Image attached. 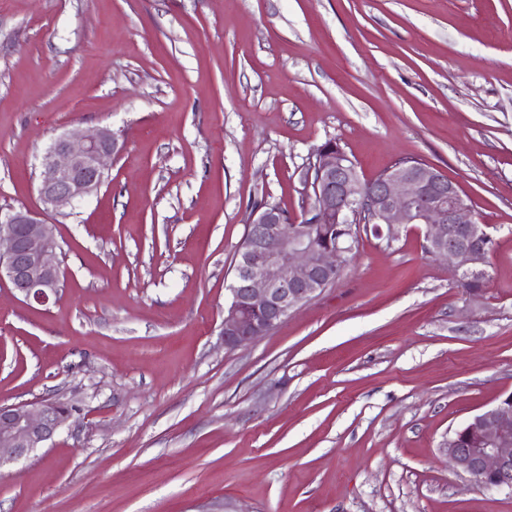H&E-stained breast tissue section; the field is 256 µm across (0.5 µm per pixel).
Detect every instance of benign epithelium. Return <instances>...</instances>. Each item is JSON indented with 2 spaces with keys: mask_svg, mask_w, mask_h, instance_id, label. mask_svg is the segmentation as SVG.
<instances>
[{
  "mask_svg": "<svg viewBox=\"0 0 512 512\" xmlns=\"http://www.w3.org/2000/svg\"><path fill=\"white\" fill-rule=\"evenodd\" d=\"M122 151L108 127L91 134L57 137L46 150L39 195L44 210L27 207L0 213V281L23 302L46 306L56 300L63 279L55 225L47 210L80 200L105 179L106 161ZM307 188L324 216H358L363 199L356 170L336 159V147L314 149ZM367 203L375 217L373 234L382 238L409 224H425L426 252L443 259L456 278L486 275L485 235L468 218L469 205L458 187L436 168L417 162L392 165L376 178ZM347 248L317 245L271 205L250 215L229 287L224 313V347L244 348L275 329L297 306L308 302L336 273ZM70 419L60 400L0 403V469L44 447ZM449 462L483 488L512 491V394L472 417L448 439Z\"/></svg>",
  "mask_w": 512,
  "mask_h": 512,
  "instance_id": "7a95c632",
  "label": "benign epithelium"
}]
</instances>
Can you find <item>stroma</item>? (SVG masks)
Masks as SVG:
<instances>
[{"instance_id":"obj_1","label":"stroma","mask_w":512,"mask_h":512,"mask_svg":"<svg viewBox=\"0 0 512 512\" xmlns=\"http://www.w3.org/2000/svg\"><path fill=\"white\" fill-rule=\"evenodd\" d=\"M105 126L103 184L47 214L57 301L0 281V403L75 409L0 471V512H512L444 452L512 393V0H0V212L42 209L45 149ZM328 140L361 180L413 157L456 183L486 286L416 225L361 232L227 350L250 211L302 221Z\"/></svg>"}]
</instances>
